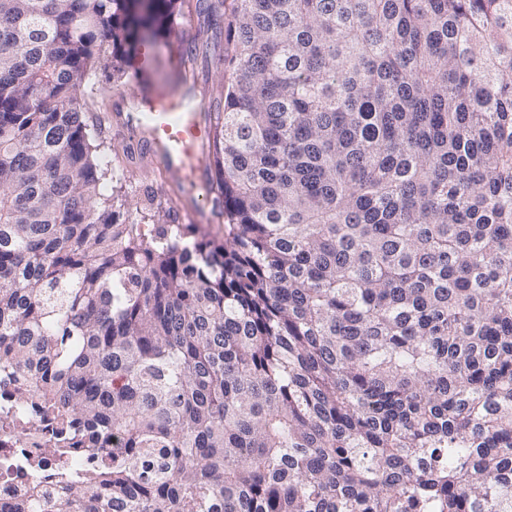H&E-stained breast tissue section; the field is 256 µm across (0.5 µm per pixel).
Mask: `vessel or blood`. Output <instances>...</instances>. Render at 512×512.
<instances>
[{"mask_svg": "<svg viewBox=\"0 0 512 512\" xmlns=\"http://www.w3.org/2000/svg\"><path fill=\"white\" fill-rule=\"evenodd\" d=\"M153 70V53L142 50L135 65V85L129 91L136 109L126 113L125 124L146 139L169 174L204 187L211 132L201 114V103L179 82L153 85Z\"/></svg>", "mask_w": 512, "mask_h": 512, "instance_id": "vessel-or-blood-1", "label": "vessel or blood"}]
</instances>
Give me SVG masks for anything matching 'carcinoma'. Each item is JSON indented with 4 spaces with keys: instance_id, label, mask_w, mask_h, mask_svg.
I'll list each match as a JSON object with an SVG mask.
<instances>
[{
    "instance_id": "cac0c4a2",
    "label": "carcinoma",
    "mask_w": 512,
    "mask_h": 512,
    "mask_svg": "<svg viewBox=\"0 0 512 512\" xmlns=\"http://www.w3.org/2000/svg\"><path fill=\"white\" fill-rule=\"evenodd\" d=\"M233 2L218 243L85 119L177 0H0V380L94 461L6 512H512V0Z\"/></svg>"
}]
</instances>
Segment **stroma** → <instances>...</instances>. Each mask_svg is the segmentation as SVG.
<instances>
[{
	"label": "stroma",
	"mask_w": 512,
	"mask_h": 512,
	"mask_svg": "<svg viewBox=\"0 0 512 512\" xmlns=\"http://www.w3.org/2000/svg\"><path fill=\"white\" fill-rule=\"evenodd\" d=\"M211 11H204L197 0H179L171 31L157 38L151 50L156 57L154 79L169 81L174 66L186 72L188 87L204 103L205 112H212L224 104V86L220 77L224 71V41L216 37L211 26V14L221 19L231 17V0H210ZM181 32L192 55L176 60L173 34ZM135 57L107 60L98 67L95 80L99 91L96 111L99 119L109 120L111 130L103 136V149L98 154L108 173L101 183L104 195L120 192L127 204L146 210L149 224H196L216 241L224 239V224L217 221L211 206L200 207L195 192L187 184L168 176L159 168L155 158L142 141L129 138L120 130V116L127 111V103L114 97V90L128 87L135 78ZM122 69L124 76L114 80V69Z\"/></svg>",
	"instance_id": "1"
}]
</instances>
